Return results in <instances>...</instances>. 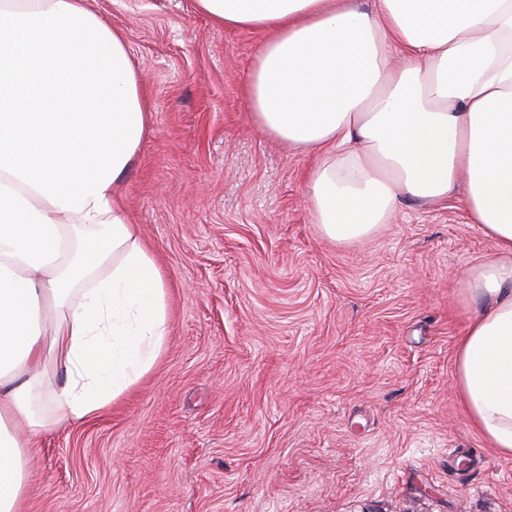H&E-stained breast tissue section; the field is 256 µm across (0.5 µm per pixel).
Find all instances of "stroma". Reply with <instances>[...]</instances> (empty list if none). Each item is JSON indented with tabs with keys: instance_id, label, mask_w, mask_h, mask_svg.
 I'll return each mask as SVG.
<instances>
[{
	"instance_id": "1",
	"label": "stroma",
	"mask_w": 512,
	"mask_h": 512,
	"mask_svg": "<svg viewBox=\"0 0 512 512\" xmlns=\"http://www.w3.org/2000/svg\"><path fill=\"white\" fill-rule=\"evenodd\" d=\"M121 28L149 126L123 206L169 330L112 406L41 437L21 512H512V457L453 388L496 253L463 191L354 244L311 222L314 154L254 122L258 32L196 0H89Z\"/></svg>"
}]
</instances>
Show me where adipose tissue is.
Listing matches in <instances>:
<instances>
[{"label":"adipose tissue","mask_w":512,"mask_h":512,"mask_svg":"<svg viewBox=\"0 0 512 512\" xmlns=\"http://www.w3.org/2000/svg\"><path fill=\"white\" fill-rule=\"evenodd\" d=\"M197 3L216 27L265 33L245 96L266 134L315 154L322 235L356 242L400 199L464 186L501 257L466 281L455 385L512 456V0ZM146 124L126 36L87 0H0V512H19L36 440L101 414L168 334L162 274L122 204Z\"/></svg>","instance_id":"ef3b65f1"}]
</instances>
